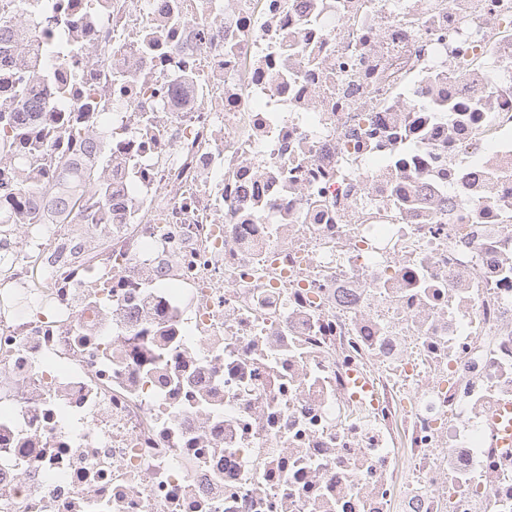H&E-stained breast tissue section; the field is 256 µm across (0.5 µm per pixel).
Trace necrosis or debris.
<instances>
[{
  "mask_svg": "<svg viewBox=\"0 0 512 512\" xmlns=\"http://www.w3.org/2000/svg\"><path fill=\"white\" fill-rule=\"evenodd\" d=\"M1 131L0 512H512V0H0Z\"/></svg>",
  "mask_w": 512,
  "mask_h": 512,
  "instance_id": "4bbe7bcc",
  "label": "necrosis or debris"
}]
</instances>
